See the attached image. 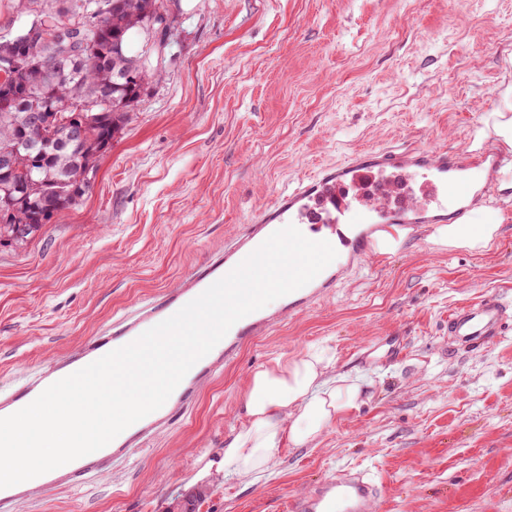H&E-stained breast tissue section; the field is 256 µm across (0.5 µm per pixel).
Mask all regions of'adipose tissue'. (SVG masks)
<instances>
[{"label": "adipose tissue", "instance_id": "adipose-tissue-1", "mask_svg": "<svg viewBox=\"0 0 512 512\" xmlns=\"http://www.w3.org/2000/svg\"><path fill=\"white\" fill-rule=\"evenodd\" d=\"M500 215L486 209L481 223L439 224L428 237L441 249L490 251ZM358 384L336 373V352L328 344L298 356H281L256 370L241 405L243 424L224 444V466L250 482L265 473L281 448L311 446L336 418L357 406Z\"/></svg>", "mask_w": 512, "mask_h": 512}]
</instances>
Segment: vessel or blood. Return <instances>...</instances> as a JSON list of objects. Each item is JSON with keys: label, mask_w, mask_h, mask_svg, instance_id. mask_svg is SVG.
Wrapping results in <instances>:
<instances>
[{"label": "vessel or blood", "mask_w": 512, "mask_h": 512, "mask_svg": "<svg viewBox=\"0 0 512 512\" xmlns=\"http://www.w3.org/2000/svg\"><path fill=\"white\" fill-rule=\"evenodd\" d=\"M505 163L496 150L468 152L409 146L377 147L319 168L243 225L223 254L185 274L178 288L161 300L133 309L117 320L114 329L97 334L55 360L19 392L0 397V417L17 412L54 382L134 341L175 314L232 271L275 231L294 225L308 239L325 240L343 248L350 262L362 265L377 256L381 236L400 231L410 236L422 224L466 223L470 202L492 192L493 175ZM406 180L424 182L423 194L407 195L402 186ZM338 279L335 265H328L302 288L240 319L189 370L161 408L129 426L105 447L38 477L36 487L107 472L132 448L144 445L176 416L184 414L201 385L221 371L243 344L312 309ZM511 322L512 307L498 294H484L449 313L448 341L459 350L483 349L496 343ZM382 495L381 485L367 471L341 468L291 496L286 512H377Z\"/></svg>", "instance_id": "vessel-or-blood-1"}]
</instances>
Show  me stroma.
I'll list each match as a JSON object with an SVG mask.
<instances>
[{
	"instance_id": "1",
	"label": "stroma",
	"mask_w": 512,
	"mask_h": 512,
	"mask_svg": "<svg viewBox=\"0 0 512 512\" xmlns=\"http://www.w3.org/2000/svg\"><path fill=\"white\" fill-rule=\"evenodd\" d=\"M163 77L98 160L88 193L28 242L0 246V393L161 298L319 165L378 146L473 148L512 86V0H170ZM494 250L437 251L431 225L245 347L194 408L116 472L13 512H284L339 467L383 486L381 512H512V329L448 346V313L485 292L512 303V200ZM398 337L401 356L361 345ZM330 339L363 387L310 448L252 483L224 468L253 372Z\"/></svg>"
}]
</instances>
